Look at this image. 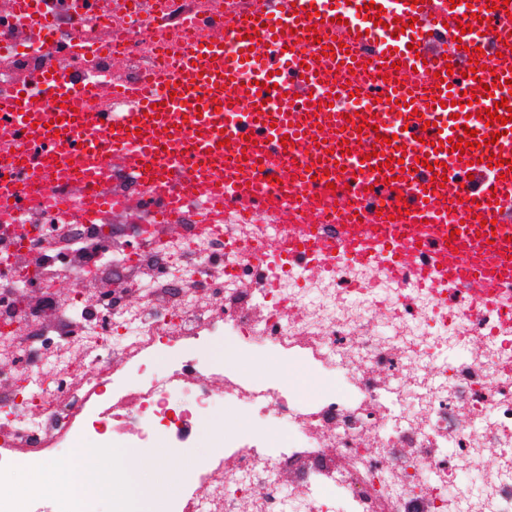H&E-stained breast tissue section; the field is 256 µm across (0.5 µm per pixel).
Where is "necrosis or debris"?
<instances>
[{"label":"necrosis or debris","mask_w":512,"mask_h":512,"mask_svg":"<svg viewBox=\"0 0 512 512\" xmlns=\"http://www.w3.org/2000/svg\"><path fill=\"white\" fill-rule=\"evenodd\" d=\"M247 7L33 0L24 17L0 15V92L65 68L69 50L86 79L140 80ZM100 190L110 204L96 214L78 198L56 205L38 184L21 206L0 207V512H74L73 496L41 489L55 457L82 475L88 448H148L161 434L187 448L218 405L287 424L288 441L270 452L216 432L219 455L187 474L203 490L177 512H512V285L479 298L437 271L396 275L381 258L296 263L265 247L282 236L278 219L202 194L170 232L120 165ZM381 322L390 339L378 338ZM224 334L276 353L280 379L203 365L195 347ZM163 341L187 352L158 375ZM295 357L320 379L305 402ZM338 373L349 396L325 384ZM459 459L482 471L479 486H455Z\"/></svg>","instance_id":"necrosis-or-debris-1"}]
</instances>
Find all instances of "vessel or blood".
<instances>
[{
  "label": "vessel or blood",
  "instance_id": "vessel-or-blood-1",
  "mask_svg": "<svg viewBox=\"0 0 512 512\" xmlns=\"http://www.w3.org/2000/svg\"><path fill=\"white\" fill-rule=\"evenodd\" d=\"M381 5L383 24L366 26L364 4ZM257 31L234 29L233 42L210 41L196 46L162 77L170 93L158 96L148 83L118 82L114 94L132 99L131 111L114 114L88 106L91 86L73 93L52 69L36 71L50 101L21 97L19 91L0 94V152L14 150L17 159L34 156L21 170V179L40 173L55 190L59 204H67L76 188L99 182L112 165L121 163L139 174L164 215L180 207L175 185L204 190L213 204L227 205L249 198L260 210L273 208L277 179L289 178L298 190L286 239L289 256L302 259L312 252L337 251L356 263L385 257L394 267L425 273L441 268L462 292L484 295L501 281L512 282V121L500 98L512 102V38L489 33L488 24L506 19L504 9H491L476 0L480 15L469 33L446 27L449 0H351L343 12L334 0H255ZM314 6L315 15L305 13ZM343 23H336V16ZM406 30H399V22ZM346 46L339 58L351 75L366 77L382 68L386 79L374 82L387 96L386 109L377 113L374 127L358 116L307 109L313 93H335V74L324 71L321 44L300 48L287 43L284 33H306L309 26ZM270 43L274 55L292 57L281 73L249 67L250 46ZM479 48L478 65L470 63V48ZM455 72L438 80L446 65ZM429 83L426 108H419L407 92L415 80ZM490 84L486 98L461 103L462 92L476 82ZM276 86L283 96L279 109L263 104L260 85ZM249 106L240 125L225 126L223 107ZM496 109L500 120L486 125L484 109ZM396 121H389V112ZM469 114L468 125L456 113ZM475 130V146L454 150L452 139L465 129ZM498 142H491L492 131ZM306 145L308 153L285 164L288 149L282 137ZM394 145H387V137ZM368 139L374 158L362 160L358 143ZM504 161L487 166L491 155ZM403 157L402 175L407 210L394 220L362 224L346 218L333 224L309 223V216L335 212L336 199L390 192L392 171L385 162ZM451 169L460 190L447 196L438 179ZM447 199L453 220L437 205Z\"/></svg>",
  "mask_w": 512,
  "mask_h": 512
}]
</instances>
